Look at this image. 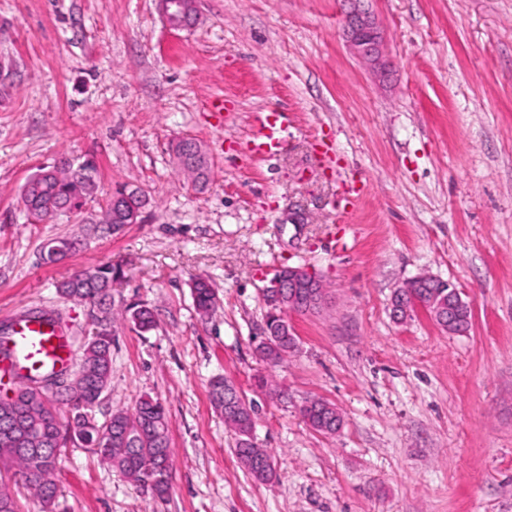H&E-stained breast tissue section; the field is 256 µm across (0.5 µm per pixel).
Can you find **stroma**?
<instances>
[{"label":"stroma","instance_id":"obj_1","mask_svg":"<svg viewBox=\"0 0 512 512\" xmlns=\"http://www.w3.org/2000/svg\"><path fill=\"white\" fill-rule=\"evenodd\" d=\"M367 6L382 77L348 48L345 0H196L187 30L168 28L158 0H0V325L47 306L87 339L90 305L56 285L119 268L115 306L148 303L157 325H116L97 417L148 395L170 419L165 499L69 443L54 512H512V0ZM272 109L281 145L252 155ZM187 136L211 161L201 192L173 161ZM84 155L94 201L31 223L27 178ZM118 183L145 192L144 220L94 231ZM348 184L359 195L345 212ZM59 236L82 246L44 262ZM288 265L315 273L328 303L289 314L298 350L272 367L254 350L262 290ZM423 274L471 304L469 331L394 317L397 289ZM198 276L218 293L206 317ZM217 376L256 401L272 481L238 462L210 401ZM312 398L341 412L339 432L306 423Z\"/></svg>","mask_w":512,"mask_h":512}]
</instances>
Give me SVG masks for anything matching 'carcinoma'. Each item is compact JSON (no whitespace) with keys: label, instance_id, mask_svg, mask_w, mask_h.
Segmentation results:
<instances>
[{"label":"carcinoma","instance_id":"obj_1","mask_svg":"<svg viewBox=\"0 0 512 512\" xmlns=\"http://www.w3.org/2000/svg\"><path fill=\"white\" fill-rule=\"evenodd\" d=\"M49 169L43 166L33 174L36 181L23 196L26 211L43 223L81 209L98 190V167L86 157L79 167L61 168L50 178L38 175ZM114 268L101 265L86 268L57 286L67 300L84 302L97 310L95 331L80 346L78 369L64 393L54 397L36 388L48 380L18 375L13 396L0 400V460L17 467L26 488L42 502L44 512H53L58 495L53 466L59 449L71 441L90 448L101 460L119 471L137 486L163 498L171 487L173 451L170 448V425L163 403L151 396L141 397L133 411L116 410L99 421L95 408L112 379V336L117 318L129 321L146 333L156 326L154 310L135 304L116 316L112 308ZM191 294L198 314L210 313L216 294L203 278L192 281ZM265 331L267 342L257 346L259 358L277 365L297 349L292 328L281 317L269 315ZM234 384L217 377L210 384V400L224 416V424L237 436L234 452L240 463L259 481L274 477L272 465H262L268 453L251 441V412L246 405H224L225 391ZM304 420L316 431L336 432V408L314 406L303 412Z\"/></svg>","mask_w":512,"mask_h":512}]
</instances>
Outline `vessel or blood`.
<instances>
[{"label":"vessel or blood","mask_w":512,"mask_h":512,"mask_svg":"<svg viewBox=\"0 0 512 512\" xmlns=\"http://www.w3.org/2000/svg\"><path fill=\"white\" fill-rule=\"evenodd\" d=\"M265 132L253 149L258 153H273L281 142L278 111L263 118ZM73 361L72 338L67 330L44 317L16 318L8 346L0 348V376L16 372L35 374L47 368H65Z\"/></svg>","instance_id":"obj_1"}]
</instances>
